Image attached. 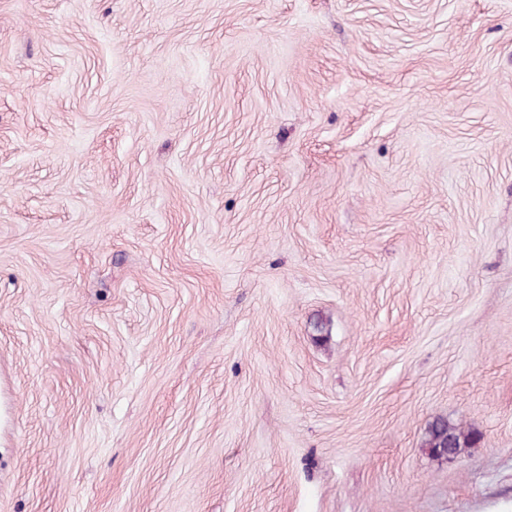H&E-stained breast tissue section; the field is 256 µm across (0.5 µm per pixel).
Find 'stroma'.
<instances>
[{
    "label": "stroma",
    "instance_id": "1",
    "mask_svg": "<svg viewBox=\"0 0 512 512\" xmlns=\"http://www.w3.org/2000/svg\"><path fill=\"white\" fill-rule=\"evenodd\" d=\"M0 512H512V0H0ZM473 442L474 440L469 433L450 425L447 420L438 419L428 426L424 445L430 455L447 459L448 453L457 457ZM445 448L447 449V455L443 453Z\"/></svg>",
    "mask_w": 512,
    "mask_h": 512
}]
</instances>
